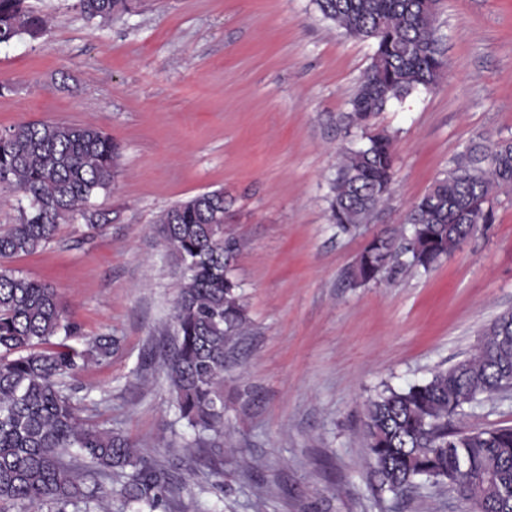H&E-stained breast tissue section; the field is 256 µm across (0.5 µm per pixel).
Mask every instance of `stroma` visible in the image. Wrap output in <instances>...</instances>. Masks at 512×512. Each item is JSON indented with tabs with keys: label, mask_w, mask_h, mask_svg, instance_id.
Returning a JSON list of instances; mask_svg holds the SVG:
<instances>
[{
	"label": "stroma",
	"mask_w": 512,
	"mask_h": 512,
	"mask_svg": "<svg viewBox=\"0 0 512 512\" xmlns=\"http://www.w3.org/2000/svg\"><path fill=\"white\" fill-rule=\"evenodd\" d=\"M27 5L49 26L0 44V81L11 84L0 133L72 122L121 148L111 188L10 262L57 290L78 346L119 340L73 379L85 417L158 463L179 454L170 512H469L429 486L403 500L380 490L362 423L384 386L463 359L512 311V189L494 193L491 223L431 271L366 286L350 271L473 142L512 138V0H439L447 69L435 91L379 115L395 137L392 193L350 234L332 223L329 196L361 132L338 117L373 46L313 0H140L108 23L75 0ZM219 189L232 202L225 231L246 241L231 275L247 323L225 349L224 434L212 452L195 445L158 366L179 280L156 226L170 206ZM460 424L512 426V392L467 408Z\"/></svg>",
	"instance_id": "obj_1"
}]
</instances>
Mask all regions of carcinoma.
<instances>
[{
    "label": "carcinoma",
    "mask_w": 512,
    "mask_h": 512,
    "mask_svg": "<svg viewBox=\"0 0 512 512\" xmlns=\"http://www.w3.org/2000/svg\"><path fill=\"white\" fill-rule=\"evenodd\" d=\"M136 0H77L89 20L132 11ZM438 0H315L322 16L350 37L372 42L371 62L351 100L348 125L362 144L345 149L331 188V220L343 233L369 223L391 192L393 137L373 120L418 90L436 89L446 61L436 37ZM48 20L24 0H0V44L46 30ZM120 147L87 125L35 121L0 133V185L27 199L17 223L0 231V259L44 247L117 176ZM512 186V140L474 142L422 195L404 225L373 235L358 256L353 281L428 271L451 257L480 224L495 187ZM230 203L204 192L165 210L157 233L180 278L173 351L163 369L179 418L202 432L224 429V348L246 315L231 270L243 240L224 233ZM57 291L0 266V512H98L114 497L136 512H167L170 468L155 463L123 434L82 416L67 384L90 361L112 357L115 341L97 336L87 348ZM59 336L61 341L44 344ZM475 353L404 388L385 387L366 407L370 478L395 497L431 483L479 512H512V428L465 431V406L502 392L512 381V312L483 331ZM93 487L86 486L87 480Z\"/></svg>",
    "instance_id": "carcinoma-1"
}]
</instances>
